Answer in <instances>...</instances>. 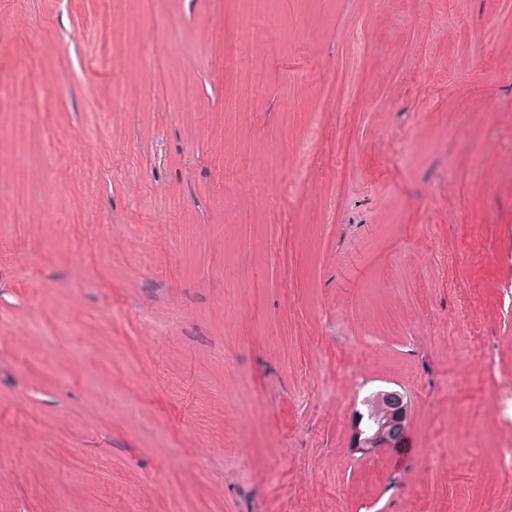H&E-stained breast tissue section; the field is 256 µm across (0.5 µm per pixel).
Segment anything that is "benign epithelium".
Returning a JSON list of instances; mask_svg holds the SVG:
<instances>
[{"label": "benign epithelium", "mask_w": 512, "mask_h": 512, "mask_svg": "<svg viewBox=\"0 0 512 512\" xmlns=\"http://www.w3.org/2000/svg\"><path fill=\"white\" fill-rule=\"evenodd\" d=\"M376 401L381 405L379 411L354 413L348 441V448L354 454L371 455L394 448L406 435L410 410L404 395L397 390H380Z\"/></svg>", "instance_id": "benign-epithelium-1"}]
</instances>
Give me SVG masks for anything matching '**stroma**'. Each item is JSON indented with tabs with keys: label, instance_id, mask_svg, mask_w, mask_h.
<instances>
[{
	"label": "stroma",
	"instance_id": "obj_1",
	"mask_svg": "<svg viewBox=\"0 0 512 512\" xmlns=\"http://www.w3.org/2000/svg\"><path fill=\"white\" fill-rule=\"evenodd\" d=\"M511 68L512 0H0V512H512ZM376 401L381 405L378 412L366 414L356 410L351 423L348 441L350 452L371 455L385 448H394L404 439L410 410L406 398L398 390H379ZM367 420H374L370 425Z\"/></svg>",
	"mask_w": 512,
	"mask_h": 512
}]
</instances>
